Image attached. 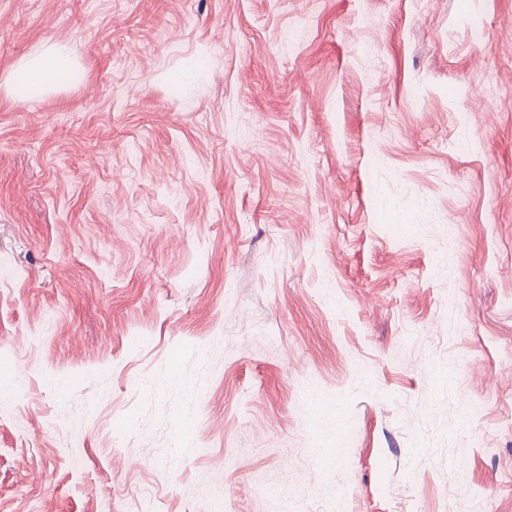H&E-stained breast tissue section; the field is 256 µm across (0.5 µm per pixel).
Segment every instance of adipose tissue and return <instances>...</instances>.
<instances>
[{"label":"adipose tissue","mask_w":512,"mask_h":512,"mask_svg":"<svg viewBox=\"0 0 512 512\" xmlns=\"http://www.w3.org/2000/svg\"><path fill=\"white\" fill-rule=\"evenodd\" d=\"M78 68L74 51L65 44L48 47L24 66L19 96L41 95L68 79Z\"/></svg>","instance_id":"ef3b65f1"}]
</instances>
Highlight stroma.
<instances>
[{
  "instance_id": "35a3bbf8",
  "label": "stroma",
  "mask_w": 512,
  "mask_h": 512,
  "mask_svg": "<svg viewBox=\"0 0 512 512\" xmlns=\"http://www.w3.org/2000/svg\"><path fill=\"white\" fill-rule=\"evenodd\" d=\"M1 391L0 512H512V0H0ZM77 69V57L71 47L54 44L25 63L21 84L14 92L21 97L40 96L63 83Z\"/></svg>"
}]
</instances>
